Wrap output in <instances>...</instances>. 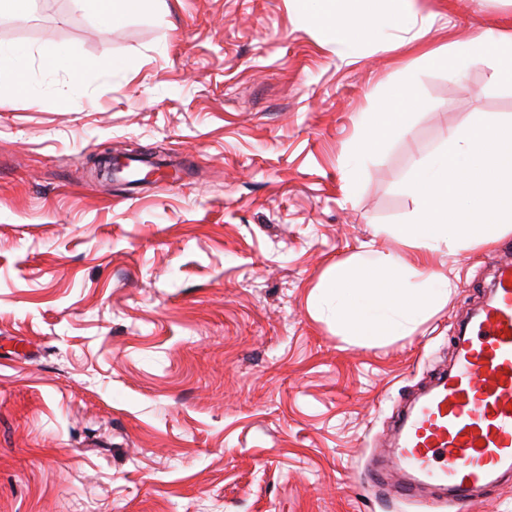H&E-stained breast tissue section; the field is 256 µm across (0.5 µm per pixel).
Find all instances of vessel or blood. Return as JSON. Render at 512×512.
I'll list each match as a JSON object with an SVG mask.
<instances>
[{
    "label": "vessel or blood",
    "mask_w": 512,
    "mask_h": 512,
    "mask_svg": "<svg viewBox=\"0 0 512 512\" xmlns=\"http://www.w3.org/2000/svg\"><path fill=\"white\" fill-rule=\"evenodd\" d=\"M392 454L407 466L411 496L440 481L453 500L512 473V262L499 265L490 297L454 342V361L399 420Z\"/></svg>",
    "instance_id": "1"
}]
</instances>
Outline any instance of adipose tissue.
Masks as SVG:
<instances>
[{"label": "adipose tissue", "instance_id": "1", "mask_svg": "<svg viewBox=\"0 0 512 512\" xmlns=\"http://www.w3.org/2000/svg\"><path fill=\"white\" fill-rule=\"evenodd\" d=\"M313 26L338 51H347L359 34H373L377 27L398 28L409 21L412 0H383L367 6L363 0H301ZM426 67L455 76L474 63L491 66L497 76L512 81V34L486 32L479 40L457 44L447 52L423 55ZM418 101L409 86H390L378 111L367 113L363 140L352 157V171H359L364 154L380 149L393 134L406 132ZM449 282L430 273L411 284L403 263L394 254L367 251L365 256L334 268L328 292L336 298V323L347 335L363 338L409 335L431 309L448 296Z\"/></svg>", "mask_w": 512, "mask_h": 512}]
</instances>
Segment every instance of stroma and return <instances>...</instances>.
<instances>
[{"label":"stroma","instance_id":"1","mask_svg":"<svg viewBox=\"0 0 512 512\" xmlns=\"http://www.w3.org/2000/svg\"><path fill=\"white\" fill-rule=\"evenodd\" d=\"M414 9L411 32L346 56L298 0H158L107 33L74 0L0 14V45L31 51L30 93L0 92V512H452L399 496L387 453L512 233L451 254L396 228L415 160L475 118L512 123L489 66L461 96L421 61L512 33V0ZM58 47L97 69L44 71ZM398 82L413 123L348 182L362 116ZM120 146L180 179L97 178ZM370 249L451 283L410 336L336 323L331 271Z\"/></svg>","mask_w":512,"mask_h":512}]
</instances>
